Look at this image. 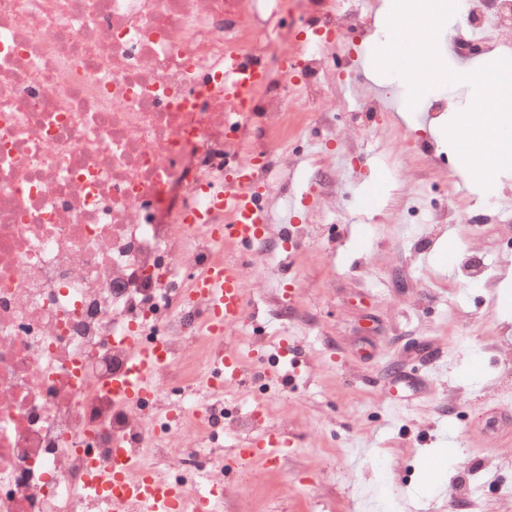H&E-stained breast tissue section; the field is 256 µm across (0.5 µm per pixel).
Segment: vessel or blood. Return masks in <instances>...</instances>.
<instances>
[{"label":"vessel or blood","instance_id":"1","mask_svg":"<svg viewBox=\"0 0 512 512\" xmlns=\"http://www.w3.org/2000/svg\"><path fill=\"white\" fill-rule=\"evenodd\" d=\"M215 198L224 208L225 220L220 234L225 242L244 248L268 233L267 209L245 177L238 176L223 184L213 186ZM194 292L209 304L214 329H222L240 323L247 312V292L237 262L227 261L211 266L195 283ZM133 350L132 366L112 382V393L121 402L140 403L153 391V373L161 358L157 344H140L137 337H130ZM292 440L282 430L273 428L262 437L247 441L234 449L231 466L245 468L256 463L267 467L279 466L285 448ZM122 465L111 475L94 478L96 490H103L115 483L122 487L121 496L113 498L112 512H125L126 505H141L144 512H180L185 497L182 486L171 480L145 474L131 477L133 463L126 449L116 451Z\"/></svg>","mask_w":512,"mask_h":512}]
</instances>
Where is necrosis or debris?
Here are the masks:
<instances>
[{"mask_svg": "<svg viewBox=\"0 0 512 512\" xmlns=\"http://www.w3.org/2000/svg\"><path fill=\"white\" fill-rule=\"evenodd\" d=\"M266 0H0V512H104L87 489L125 446L141 466L224 484L223 351L188 293L224 245L240 110L224 78L261 46ZM193 153V164L173 165ZM179 208L157 213L171 179ZM202 224L186 225V212ZM160 344L154 392L113 398L125 339Z\"/></svg>", "mask_w": 512, "mask_h": 512, "instance_id": "obj_1", "label": "necrosis or debris"}]
</instances>
